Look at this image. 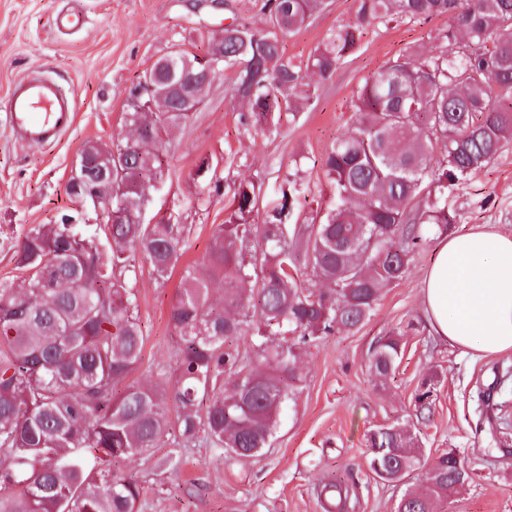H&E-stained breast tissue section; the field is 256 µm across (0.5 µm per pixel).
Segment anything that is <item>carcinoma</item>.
Instances as JSON below:
<instances>
[{"label": "carcinoma", "mask_w": 512, "mask_h": 512, "mask_svg": "<svg viewBox=\"0 0 512 512\" xmlns=\"http://www.w3.org/2000/svg\"><path fill=\"white\" fill-rule=\"evenodd\" d=\"M356 21L332 31L306 63L285 56L284 39L320 9L322 0H265L266 28L232 23L213 38L234 96L261 127L281 108L298 109L355 49L363 24L448 18L439 46L406 50L355 94L358 126L336 138L324 158L335 203L318 224L297 226L294 187L281 207L255 221V183L239 184L234 210L215 232L202 269L184 270L169 310L176 337L172 392L132 380L144 333L137 295L139 260L165 281L184 242L178 224H104V239L74 224L37 225L21 248L22 285L0 284V512H140L147 490L124 471L127 460L153 454L170 435L169 405L182 443L204 435L239 458L269 446L282 407L300 381V350L322 336L359 329L383 291L397 284L409 255L456 222L448 191L494 160L512 140V0H355ZM492 43L477 52L475 45ZM144 98L164 94L169 112H154L126 153L88 144L68 189H112L130 206L163 176L169 135L190 113L171 91L161 63ZM441 158L434 159L435 146ZM324 288L312 289L296 264ZM219 282L224 301L210 300ZM248 340L239 349L238 341ZM403 334L380 338L370 372L395 371ZM432 379L415 393L414 418H430ZM415 423L370 431L369 469L394 481L421 466ZM436 482L407 489L395 512H444L467 468L455 448L431 463ZM322 491L351 498L349 478Z\"/></svg>", "instance_id": "cac0c4a2"}]
</instances>
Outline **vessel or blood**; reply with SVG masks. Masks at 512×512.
<instances>
[{"label": "vessel or blood", "instance_id": "obj_1", "mask_svg": "<svg viewBox=\"0 0 512 512\" xmlns=\"http://www.w3.org/2000/svg\"><path fill=\"white\" fill-rule=\"evenodd\" d=\"M55 29L73 34L85 29L82 10H59L53 19ZM6 126L25 144L41 147L59 139L72 125L76 110L73 95L65 93L54 79L33 74L17 82L0 104Z\"/></svg>", "mask_w": 512, "mask_h": 512}]
</instances>
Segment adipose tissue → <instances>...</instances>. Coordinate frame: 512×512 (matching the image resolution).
Returning <instances> with one entry per match:
<instances>
[{"mask_svg":"<svg viewBox=\"0 0 512 512\" xmlns=\"http://www.w3.org/2000/svg\"><path fill=\"white\" fill-rule=\"evenodd\" d=\"M422 306L440 342L477 356L512 352V234L476 227L444 237Z\"/></svg>","mask_w":512,"mask_h":512,"instance_id":"1","label":"adipose tissue"}]
</instances>
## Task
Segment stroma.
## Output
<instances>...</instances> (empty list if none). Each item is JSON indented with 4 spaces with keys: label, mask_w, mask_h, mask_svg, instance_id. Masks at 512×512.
<instances>
[{
    "label": "stroma",
    "mask_w": 512,
    "mask_h": 512,
    "mask_svg": "<svg viewBox=\"0 0 512 512\" xmlns=\"http://www.w3.org/2000/svg\"><path fill=\"white\" fill-rule=\"evenodd\" d=\"M261 2L87 0L86 30L63 36L52 18L66 0H0V97L38 67L76 99L73 125L49 146L23 145L0 123V283L23 280L20 244L33 226L70 215L85 232H98L94 209L76 203L66 185L84 144L108 148L126 135V97L143 71L176 45L203 54L208 38L224 25L264 27ZM325 3L285 39L287 56L306 59L332 30L354 21L355 0ZM447 26L444 17L366 25L359 46L330 77H312L314 101L297 112L282 111L274 134L242 119L232 96V71L216 79L203 107L170 136L163 177L145 204V221L166 218L183 225L186 241L165 283L154 281L148 264L138 269L144 345L136 379L174 386L171 302L186 267L207 256L238 184L255 183L260 223L279 206L287 180H294L301 206L292 223L317 222L333 203L323 160L357 120L354 91L406 47L432 50L436 34ZM204 158L210 168L201 175L197 168ZM448 209L457 225L512 232V145L457 184ZM438 243L432 236L414 250L404 279L384 291L364 326L321 337L304 351L295 395L258 456L229 457L201 437L181 448L172 472L156 470L152 456L134 457L127 469L149 488L141 512H324L319 487L348 474L356 481L354 512H393L402 492L424 489L425 473L410 471L396 485L374 478L367 436L409 420L415 392L432 373L438 376L432 415L416 430L424 455L430 459L457 449L474 472L466 490L449 500L447 512H512V450L499 443L501 432H512V353L475 357L433 335L422 287ZM400 329L405 336L398 367L386 379H373L369 363L376 341ZM496 385L500 394L487 413H478L475 389Z\"/></svg>",
    "instance_id": "35a3bbf8"
}]
</instances>
